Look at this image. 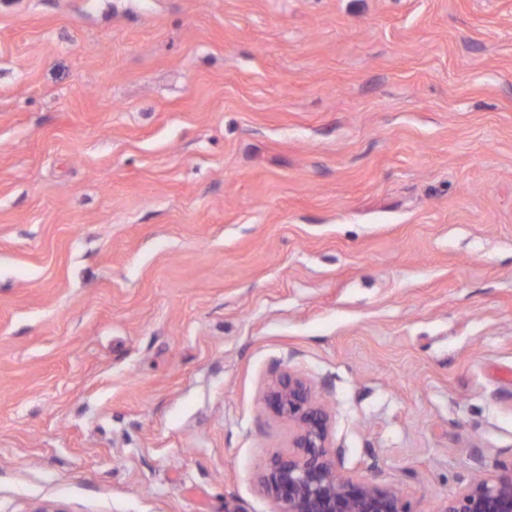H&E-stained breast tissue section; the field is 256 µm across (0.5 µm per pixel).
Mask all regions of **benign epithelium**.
Listing matches in <instances>:
<instances>
[{
  "label": "benign epithelium",
  "mask_w": 512,
  "mask_h": 512,
  "mask_svg": "<svg viewBox=\"0 0 512 512\" xmlns=\"http://www.w3.org/2000/svg\"><path fill=\"white\" fill-rule=\"evenodd\" d=\"M265 401L294 426L291 450L266 469L260 487L272 512H409L399 493L343 472L329 439V417L311 386L291 375L278 379ZM448 498L442 512H512V464Z\"/></svg>",
  "instance_id": "obj_1"
}]
</instances>
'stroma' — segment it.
<instances>
[{
	"instance_id": "stroma-1",
	"label": "stroma",
	"mask_w": 512,
	"mask_h": 512,
	"mask_svg": "<svg viewBox=\"0 0 512 512\" xmlns=\"http://www.w3.org/2000/svg\"><path fill=\"white\" fill-rule=\"evenodd\" d=\"M288 373L409 512L512 459V0H0V512H272Z\"/></svg>"
}]
</instances>
